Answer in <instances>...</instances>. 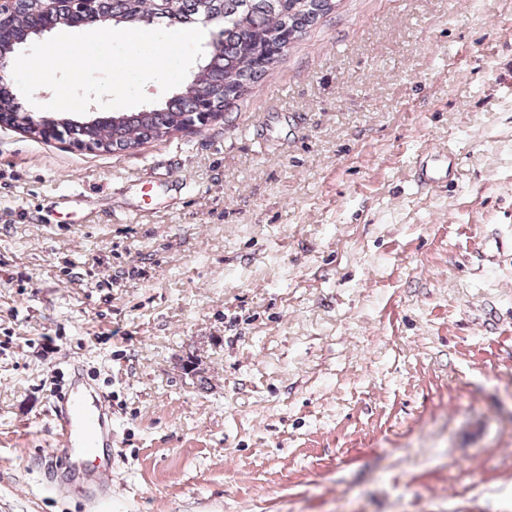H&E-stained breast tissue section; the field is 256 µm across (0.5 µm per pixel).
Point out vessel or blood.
<instances>
[{"mask_svg":"<svg viewBox=\"0 0 512 512\" xmlns=\"http://www.w3.org/2000/svg\"><path fill=\"white\" fill-rule=\"evenodd\" d=\"M49 427L62 444L49 456L48 467L53 474L66 482L90 479L108 485L112 470L104 461L111 455L112 412L82 375H74L57 393ZM92 458L102 462L94 472L84 467Z\"/></svg>","mask_w":512,"mask_h":512,"instance_id":"obj_1","label":"vessel or blood"}]
</instances>
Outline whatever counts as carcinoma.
Wrapping results in <instances>:
<instances>
[{"mask_svg":"<svg viewBox=\"0 0 512 512\" xmlns=\"http://www.w3.org/2000/svg\"><path fill=\"white\" fill-rule=\"evenodd\" d=\"M40 0H21L14 37L31 38L40 27ZM333 0H126L117 14L121 25L136 28L161 21L175 28H190L205 12L224 14V26L211 41L203 68L178 90L216 113L242 97L255 83L269 76L267 55L315 25L331 10ZM187 122H199L195 112H173L167 106L130 112L119 122L97 128L95 138L108 152L120 153L138 143L167 137Z\"/></svg>","mask_w":512,"mask_h":512,"instance_id":"carcinoma-1","label":"carcinoma"}]
</instances>
